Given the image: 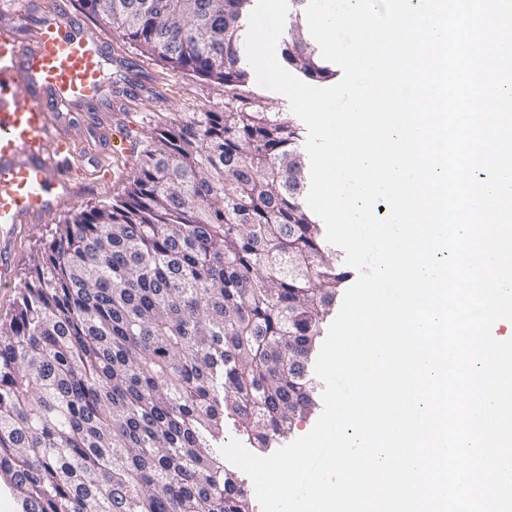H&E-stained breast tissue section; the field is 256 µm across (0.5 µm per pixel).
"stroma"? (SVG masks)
<instances>
[{
	"label": "stroma",
	"instance_id": "obj_1",
	"mask_svg": "<svg viewBox=\"0 0 512 512\" xmlns=\"http://www.w3.org/2000/svg\"><path fill=\"white\" fill-rule=\"evenodd\" d=\"M33 13L76 16L100 35L110 66L100 97L75 108L66 133L75 142L77 160L70 173L71 195L13 235L11 281L0 285V317L11 314L30 260L57 225L81 210L123 197L129 177L148 148L156 128L173 114L222 108L226 89L195 73L174 69L141 53L113 34L98 17L85 14L79 0H32Z\"/></svg>",
	"mask_w": 512,
	"mask_h": 512
}]
</instances>
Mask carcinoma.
Returning <instances> with one entry per match:
<instances>
[{
	"instance_id": "cac0c4a2",
	"label": "carcinoma",
	"mask_w": 512,
	"mask_h": 512,
	"mask_svg": "<svg viewBox=\"0 0 512 512\" xmlns=\"http://www.w3.org/2000/svg\"><path fill=\"white\" fill-rule=\"evenodd\" d=\"M227 89L174 116L126 195L56 227L0 323V478L18 512H257L226 435L272 453L318 412L311 367L350 271L288 170L304 128L249 89L252 0H83ZM283 54L334 71L291 0Z\"/></svg>"
}]
</instances>
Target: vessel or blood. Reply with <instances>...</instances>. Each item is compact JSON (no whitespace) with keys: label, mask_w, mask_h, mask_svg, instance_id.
<instances>
[{"label":"vessel or blood","mask_w":512,"mask_h":512,"mask_svg":"<svg viewBox=\"0 0 512 512\" xmlns=\"http://www.w3.org/2000/svg\"><path fill=\"white\" fill-rule=\"evenodd\" d=\"M105 54L96 37L71 18L42 23L31 44L0 32V278L10 274L12 231L52 209L69 193L66 169L74 155L60 127L58 102L95 101ZM28 95L14 97L17 85Z\"/></svg>","instance_id":"b4317fda"}]
</instances>
